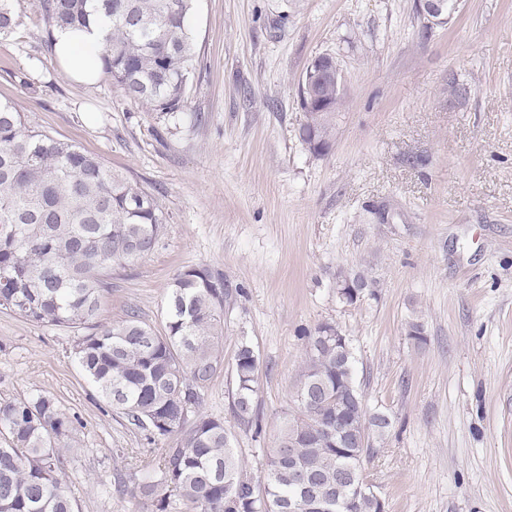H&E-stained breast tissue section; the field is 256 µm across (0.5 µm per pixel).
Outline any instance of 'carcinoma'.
Listing matches in <instances>:
<instances>
[{
	"label": "carcinoma",
	"mask_w": 512,
	"mask_h": 512,
	"mask_svg": "<svg viewBox=\"0 0 512 512\" xmlns=\"http://www.w3.org/2000/svg\"><path fill=\"white\" fill-rule=\"evenodd\" d=\"M48 30L95 25L104 30L102 71L131 100L172 116L187 102L195 38L188 25L193 0H39ZM20 25L12 0H0V33ZM338 59L320 56L313 81L319 98H300L306 122L299 138L314 154L331 146L344 86L326 71ZM167 216L139 184L112 171L98 156L28 125L23 113L0 102V308L43 326L83 332L75 359L102 400L147 440H166L157 480L118 489L169 512L173 492L185 512H289L300 497L298 473H309L318 495L345 512H383L364 474L372 439L390 418L369 413L354 375L352 351L338 328L318 326L306 337V358L277 449L255 478L238 461L224 421L202 411L204 393L224 369L217 341L224 303L233 290L206 265L188 266L169 289L163 331L131 311L95 323L112 272L152 253ZM258 357L245 340L234 363L232 410L238 424L258 425ZM359 402L345 424L365 433L366 447L338 448L336 407ZM77 427L55 400L0 401V512H75L62 486L64 452Z\"/></svg>",
	"instance_id": "cac0c4a2"
}]
</instances>
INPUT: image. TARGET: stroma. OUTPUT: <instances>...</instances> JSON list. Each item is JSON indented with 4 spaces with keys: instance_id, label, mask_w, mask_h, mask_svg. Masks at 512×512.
<instances>
[{
    "instance_id": "1",
    "label": "stroma",
    "mask_w": 512,
    "mask_h": 512,
    "mask_svg": "<svg viewBox=\"0 0 512 512\" xmlns=\"http://www.w3.org/2000/svg\"><path fill=\"white\" fill-rule=\"evenodd\" d=\"M13 7L0 101L168 214L159 247L113 273L99 324L134 310L162 328L173 276L208 265L240 292L203 409L248 472L294 407L306 334L331 323L351 341L369 412L392 421L365 463L386 512H512V0H462L433 28L415 0H196L188 101L173 117L108 75L71 79L38 0ZM326 53L347 99L317 155L298 136V90ZM452 77L464 98L449 99ZM347 271L371 282L352 305L336 294ZM76 339L0 309V400L46 393L77 418L63 487L79 512H147L115 478L153 477L163 445L99 400ZM243 339L259 360L255 428L231 410Z\"/></svg>"
}]
</instances>
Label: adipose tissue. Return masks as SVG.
I'll use <instances>...</instances> for the list:
<instances>
[{
	"label": "adipose tissue",
	"mask_w": 512,
	"mask_h": 512,
	"mask_svg": "<svg viewBox=\"0 0 512 512\" xmlns=\"http://www.w3.org/2000/svg\"><path fill=\"white\" fill-rule=\"evenodd\" d=\"M53 51L73 80L90 83L100 76L102 37L95 28L56 30Z\"/></svg>",
	"instance_id": "ef3b65f1"
}]
</instances>
